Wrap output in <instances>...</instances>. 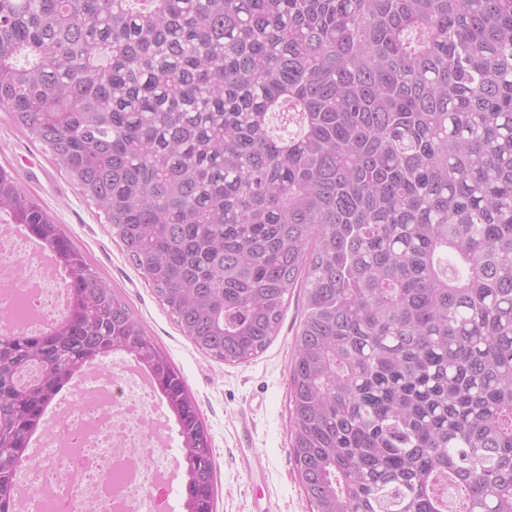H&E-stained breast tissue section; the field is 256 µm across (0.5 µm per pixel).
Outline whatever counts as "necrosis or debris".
<instances>
[{
  "instance_id": "4bbe7bcc",
  "label": "necrosis or debris",
  "mask_w": 512,
  "mask_h": 512,
  "mask_svg": "<svg viewBox=\"0 0 512 512\" xmlns=\"http://www.w3.org/2000/svg\"><path fill=\"white\" fill-rule=\"evenodd\" d=\"M13 224L0 225V328L44 329L63 312L62 275ZM148 374L134 365L91 368L70 396L53 405L56 438L18 475V512H136L164 485L170 424L159 417ZM96 394L84 400L85 391Z\"/></svg>"
}]
</instances>
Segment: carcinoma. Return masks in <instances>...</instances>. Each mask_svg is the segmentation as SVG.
I'll use <instances>...</instances> for the list:
<instances>
[{
  "mask_svg": "<svg viewBox=\"0 0 512 512\" xmlns=\"http://www.w3.org/2000/svg\"><path fill=\"white\" fill-rule=\"evenodd\" d=\"M0 110L104 214L203 353L265 350L290 289L311 512H512V0H0ZM71 304L0 331V512L48 408L126 352L215 512L197 401L0 166Z\"/></svg>",
  "mask_w": 512,
  "mask_h": 512,
  "instance_id": "carcinoma-1",
  "label": "carcinoma"
}]
</instances>
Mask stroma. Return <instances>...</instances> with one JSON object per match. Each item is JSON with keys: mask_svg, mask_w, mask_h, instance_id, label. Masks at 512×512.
<instances>
[{"mask_svg": "<svg viewBox=\"0 0 512 512\" xmlns=\"http://www.w3.org/2000/svg\"><path fill=\"white\" fill-rule=\"evenodd\" d=\"M0 165L15 170L22 188L89 256L183 376L212 440L216 512H311L289 454L288 366L302 290L290 291L278 332L262 353L245 362L205 356L112 239L96 206L2 110Z\"/></svg>", "mask_w": 512, "mask_h": 512, "instance_id": "35a3bbf8", "label": "stroma"}]
</instances>
